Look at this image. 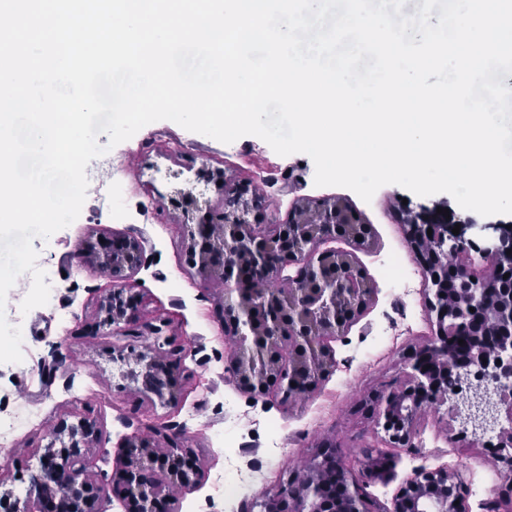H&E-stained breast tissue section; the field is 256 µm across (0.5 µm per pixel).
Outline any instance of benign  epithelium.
I'll return each mask as SVG.
<instances>
[{
  "label": "benign epithelium",
  "mask_w": 512,
  "mask_h": 512,
  "mask_svg": "<svg viewBox=\"0 0 512 512\" xmlns=\"http://www.w3.org/2000/svg\"><path fill=\"white\" fill-rule=\"evenodd\" d=\"M224 197L237 200L234 211L222 214V234L210 235L212 225L189 230L192 262L207 279L224 281L238 301L221 307L226 335L234 344L227 371L240 387L258 394L270 391L287 403L312 394L336 366L328 340L336 330L356 321L374 294V287L350 254L329 246L342 236L340 225L358 220L341 199L304 202L288 223L271 231L249 220L257 207L256 188L224 182ZM409 243L428 277L436 333L408 358L404 385L369 399L368 408L383 420L391 443L408 446L426 409L449 404L452 418L474 437L496 432L488 442L497 460L512 473V291L497 287V279L512 274V228L504 224H475L468 218L448 223L427 209L406 212ZM460 224L459 234L452 233ZM432 235H427V230ZM474 232L485 240L479 249L487 265L473 273L468 249ZM89 257L109 270L113 281L126 280L140 268L142 241L131 235L99 236L88 245ZM297 265L286 278L291 293L284 297L254 284L281 278L283 269ZM139 301L129 285L113 286L99 301L103 323L116 328L132 322ZM471 337L466 355L455 351L456 339ZM169 338L139 352L125 377L141 384L146 398L176 401L178 378L163 346ZM288 356H283V350ZM459 379L458 391H445L448 374ZM506 417L511 427L500 426ZM96 439L94 425L82 419L60 422L31 475L34 501H20L0 492L3 512H97L102 488L86 473L85 457ZM117 491L132 512H167L170 488L189 487L198 478L189 458L170 448L160 450L139 435L127 437L120 451ZM336 470L343 480L344 502L326 497L324 473ZM462 479L444 469H419L400 488L392 507L380 506L363 493L352 469L333 440H325L310 459L305 476L273 492H264L246 505L247 512H466L459 496Z\"/></svg>",
  "instance_id": "1"
}]
</instances>
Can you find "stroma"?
<instances>
[{"mask_svg": "<svg viewBox=\"0 0 512 512\" xmlns=\"http://www.w3.org/2000/svg\"><path fill=\"white\" fill-rule=\"evenodd\" d=\"M108 141V135H99V145L108 151L86 168L90 186L79 217L49 239L33 241L37 265L51 285L48 304L21 312L32 285L27 273L7 295L6 318L22 330L23 359L0 363L1 486L27 497L28 476L37 468L39 448L49 441L50 426L86 416L97 428L88 472L103 488L100 512H124L112 494V479L118 448L135 433L160 444L175 439L201 473L172 499L173 512H240L244 502L294 476L326 438L336 440L379 504L390 505L414 470L444 467L460 474L467 512H488L507 473L485 439H460L450 417L433 412L412 446L394 447L362 407L371 391L403 386L406 352L436 330L425 273L405 237L401 212L424 205L458 215L451 195L422 197L389 184L367 203L344 187L315 186V165L307 155H278L253 135L225 144L168 120L146 125L117 146ZM221 176L257 187L263 197L257 220L266 227L287 223L301 201L341 198L370 231L364 247L343 240L335 246L351 254L373 284V298L357 321L330 340L336 369L309 397L290 405L230 380L225 365L231 346L218 313L224 285L204 280L188 263L185 227L223 213ZM102 181L121 186L118 200L95 190ZM187 189L203 197L204 207L189 204ZM96 232L131 234L145 242L133 286L142 306L125 336L93 325L100 298L113 288L109 275L81 251ZM397 254L415 270L410 286L387 276ZM147 324L171 340L168 357L182 378L177 404L148 401L112 366L113 348L139 350L149 343L140 333ZM375 451L385 452L390 466L384 478L374 480L367 478L366 466Z\"/></svg>", "mask_w": 512, "mask_h": 512, "instance_id": "stroma-1", "label": "stroma"}]
</instances>
